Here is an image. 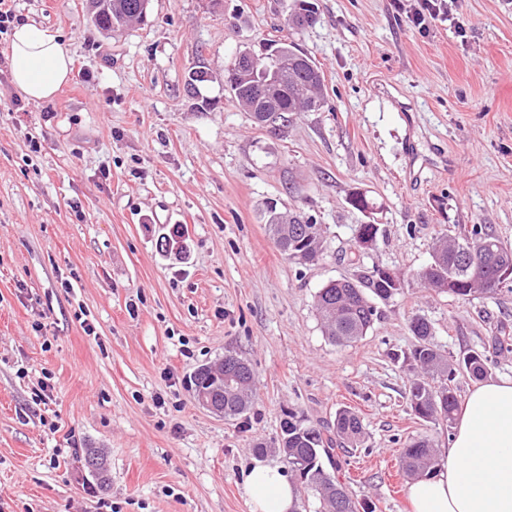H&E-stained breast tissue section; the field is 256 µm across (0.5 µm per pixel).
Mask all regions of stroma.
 Segmentation results:
<instances>
[{
    "mask_svg": "<svg viewBox=\"0 0 512 512\" xmlns=\"http://www.w3.org/2000/svg\"><path fill=\"white\" fill-rule=\"evenodd\" d=\"M316 2L319 21L292 37L293 0H151L115 34L88 0H15L59 33L73 77L29 102L0 34V512H249L242 470L274 459L256 445L285 412L325 424L346 406L364 434L335 449L340 480L375 512H409L403 448L452 433L409 406L393 355L416 342L410 319L452 362L512 334V289L462 300L415 279L460 224L512 248V0H456L426 33L408 21L415 0ZM287 38L323 72L326 104L261 127L224 66ZM198 68L211 79L193 96ZM271 201L322 224L318 260L278 250ZM369 222L377 246L355 255ZM376 264L405 288L377 301L362 340L332 344L316 293ZM228 351L256 377L232 419L192 385ZM89 447L108 458L102 492L86 484Z\"/></svg>",
    "mask_w": 512,
    "mask_h": 512,
    "instance_id": "obj_1",
    "label": "stroma"
}]
</instances>
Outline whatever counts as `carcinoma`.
I'll return each mask as SVG.
<instances>
[{"instance_id":"carcinoma-1","label":"carcinoma","mask_w":512,"mask_h":512,"mask_svg":"<svg viewBox=\"0 0 512 512\" xmlns=\"http://www.w3.org/2000/svg\"><path fill=\"white\" fill-rule=\"evenodd\" d=\"M150 0H101L92 12L93 24L103 32L118 31L134 21L142 20ZM318 7L313 0H295L291 28L297 32L318 22ZM271 81L273 93L263 97L256 92V83ZM224 86L255 122L262 125L285 117L289 112H319L325 105L322 79L315 62L300 51L295 42L274 45L272 52L257 55L239 52L224 69ZM266 224L283 255L296 264L306 265L322 253L323 229L310 218L285 216L270 204L266 208ZM460 240L480 245V252L470 265L461 263L455 254ZM436 260L428 271H420L416 279L425 288L461 298L473 295L493 296L498 289L491 286L498 266L512 261V248L505 246L480 224L459 229L458 234L437 238L433 246ZM402 275L375 265L355 279L334 280L323 286L315 296V309L323 334L338 346L361 340L367 335L377 316L373 298L388 300L395 295V282ZM409 330L417 344L407 357L414 372L408 388L412 412L424 422L451 424L457 408L452 388L456 370L477 378L487 372L491 361L486 351H470L458 360L457 368L448 366V359L432 342V327L421 316L413 317ZM255 386L253 367L242 368L239 382L224 389L218 371L203 366L194 375L195 390L206 389L214 401L224 407V417L236 418L249 410ZM363 424L358 413L344 407L336 411L333 423L316 427L290 413L282 419L275 451L288 471L297 477L307 495L319 501L318 512H373L371 506L353 500L335 475L326 471L321 457H332L336 445L360 441ZM437 452L427 436L413 439L401 457L402 470L413 478L428 471Z\"/></svg>"}]
</instances>
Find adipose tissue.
Wrapping results in <instances>:
<instances>
[{
	"mask_svg": "<svg viewBox=\"0 0 512 512\" xmlns=\"http://www.w3.org/2000/svg\"><path fill=\"white\" fill-rule=\"evenodd\" d=\"M10 74L32 102L52 99L73 76L58 34L33 22L14 26ZM251 512H296L299 488L283 466L257 461L243 473ZM411 512H512V377L477 382L454 434L429 473L408 485Z\"/></svg>",
	"mask_w": 512,
	"mask_h": 512,
	"instance_id": "adipose-tissue-1",
	"label": "adipose tissue"
}]
</instances>
